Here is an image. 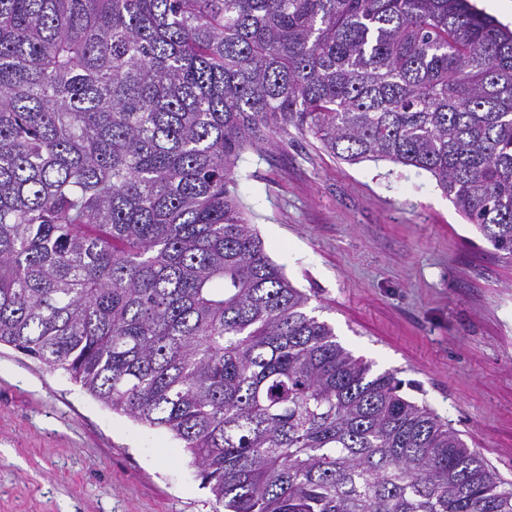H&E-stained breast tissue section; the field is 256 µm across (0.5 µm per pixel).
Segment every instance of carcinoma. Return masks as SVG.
Returning <instances> with one entry per match:
<instances>
[{
    "mask_svg": "<svg viewBox=\"0 0 512 512\" xmlns=\"http://www.w3.org/2000/svg\"><path fill=\"white\" fill-rule=\"evenodd\" d=\"M290 127L512 254V31L469 0H0V343L171 433L227 512H512L249 224L238 161Z\"/></svg>",
    "mask_w": 512,
    "mask_h": 512,
    "instance_id": "obj_1",
    "label": "carcinoma"
}]
</instances>
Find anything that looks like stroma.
<instances>
[{
    "mask_svg": "<svg viewBox=\"0 0 512 512\" xmlns=\"http://www.w3.org/2000/svg\"><path fill=\"white\" fill-rule=\"evenodd\" d=\"M239 166L267 254L338 341L512 481V258L415 168L344 162L293 129ZM221 509L169 433L0 345V512Z\"/></svg>",
    "mask_w": 512,
    "mask_h": 512,
    "instance_id": "stroma-1",
    "label": "stroma"
}]
</instances>
